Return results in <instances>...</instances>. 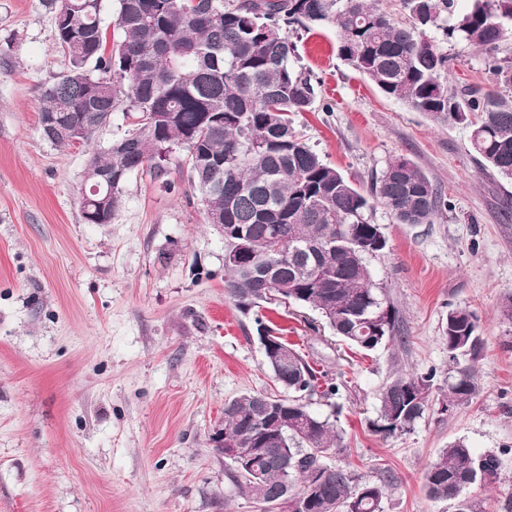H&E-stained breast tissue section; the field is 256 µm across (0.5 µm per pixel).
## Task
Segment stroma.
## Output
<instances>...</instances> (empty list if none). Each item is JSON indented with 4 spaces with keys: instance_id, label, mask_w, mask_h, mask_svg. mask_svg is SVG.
<instances>
[{
    "instance_id": "1",
    "label": "stroma",
    "mask_w": 512,
    "mask_h": 512,
    "mask_svg": "<svg viewBox=\"0 0 512 512\" xmlns=\"http://www.w3.org/2000/svg\"><path fill=\"white\" fill-rule=\"evenodd\" d=\"M316 98L295 118L306 142L354 182L397 156L416 162L449 206L430 224L375 207L386 249L367 259L398 308L406 343L370 354L336 342L312 310L279 302L242 313L224 292V239L207 224L186 170L131 173L108 224L86 223L78 190L84 148L39 129L43 91L67 68L45 0H0V512H255L211 441L224 405L282 395L257 339L256 316L343 381L314 398L342 450L327 464L387 480L383 512H454L424 492L442 448L464 442L502 460L494 488L466 492L474 512L512 499V181L482 169L469 129L438 126L384 97L337 55L334 27L288 30ZM449 86L490 87L512 59L437 40ZM479 319L474 398L440 412L454 365L443 342L450 309ZM434 372L430 408L401 435L373 431L384 384Z\"/></svg>"
}]
</instances>
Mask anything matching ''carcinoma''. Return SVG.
Here are the masks:
<instances>
[{
	"label": "carcinoma",
	"instance_id": "carcinoma-1",
	"mask_svg": "<svg viewBox=\"0 0 512 512\" xmlns=\"http://www.w3.org/2000/svg\"><path fill=\"white\" fill-rule=\"evenodd\" d=\"M117 34L107 39L101 24L104 0H52L57 45L68 68L44 93L39 124L84 122L77 144L58 136L60 148L90 146L98 129L122 110L131 129L109 148L87 153L82 218L112 223L123 185L132 172H165L171 153L185 154L190 188L209 195L224 213V248L254 249L243 265L224 266V288L240 309L278 300L310 308L324 317L339 342L372 352L402 341L398 309L375 282L361 242L382 235L371 222L383 206L401 224H431L448 206L424 171L396 157L358 187L327 163L294 126L311 109V79L294 65L296 46L284 26L329 25L338 33L339 57L385 96L437 125L470 128V152L484 168L512 179V65L493 67L494 87L448 88L450 58L428 32L463 41L486 53L497 49L512 25V0H402L410 22L400 23L369 0H116ZM112 172V195L97 177ZM316 266L319 279L300 281L287 292L264 283L298 278ZM288 351V373H272L288 396H266L288 405L283 420L304 417L312 431L288 429V471L269 462L235 468L234 485L263 512H274L281 488L305 499L307 512H383L386 482L361 481L325 455L340 448L336 425L310 408L315 396L340 395V384L305 360L295 345L265 326ZM448 356L458 365L448 377L442 406L466 403L477 391L476 375L460 358L481 349L476 314L448 311ZM435 373H400L380 393L374 426L388 435L412 430L429 408ZM256 393L227 402L224 431L254 428ZM497 454H473L464 443L442 449L425 473L429 498L472 512L462 498L475 485L497 483Z\"/></svg>",
	"mask_w": 512,
	"mask_h": 512
}]
</instances>
